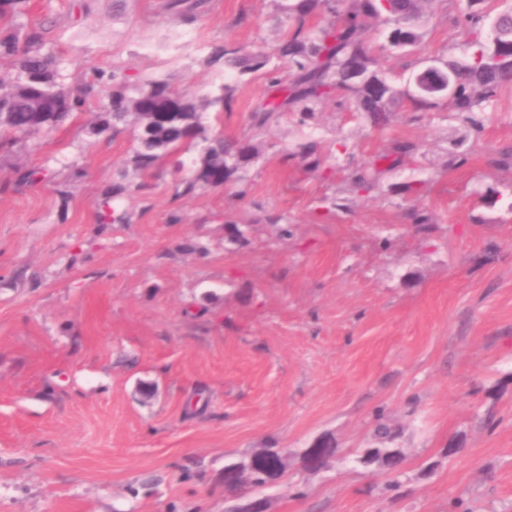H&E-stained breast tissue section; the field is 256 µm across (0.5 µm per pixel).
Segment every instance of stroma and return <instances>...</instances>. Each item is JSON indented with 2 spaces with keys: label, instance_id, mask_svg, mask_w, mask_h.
<instances>
[{
  "label": "stroma",
  "instance_id": "1",
  "mask_svg": "<svg viewBox=\"0 0 512 512\" xmlns=\"http://www.w3.org/2000/svg\"><path fill=\"white\" fill-rule=\"evenodd\" d=\"M278 3L200 0L184 21L170 0H29L24 21L44 28L66 85L97 68L199 99L230 85L233 109H208V133L254 136L260 154L242 196H176L174 162L196 153L163 159L115 201L126 223L99 233L136 146L129 129L92 134L107 98L0 147V512H224L225 464L262 448L291 454L270 512H512V168L498 164L512 90L461 167L456 119L405 95L382 128L333 95L309 126L287 114L253 134L264 72L227 77L211 53L273 51ZM465 4L434 0L422 41L386 51L398 89L462 56ZM311 140L314 170L288 157ZM397 141L418 144L415 160L354 189L352 172ZM30 168L39 183L21 180ZM379 409L406 453L388 494L355 460ZM320 438L337 453L312 472L302 452Z\"/></svg>",
  "mask_w": 512,
  "mask_h": 512
}]
</instances>
